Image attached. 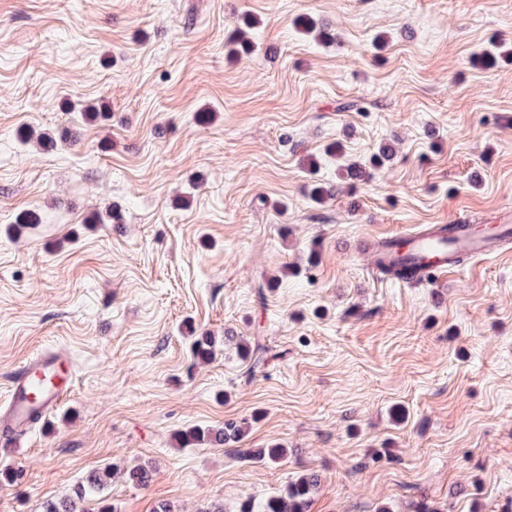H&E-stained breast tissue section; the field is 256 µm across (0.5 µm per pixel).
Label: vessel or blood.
Segmentation results:
<instances>
[{
    "instance_id": "vessel-or-blood-1",
    "label": "vessel or blood",
    "mask_w": 512,
    "mask_h": 512,
    "mask_svg": "<svg viewBox=\"0 0 512 512\" xmlns=\"http://www.w3.org/2000/svg\"><path fill=\"white\" fill-rule=\"evenodd\" d=\"M402 249L382 238L385 261L399 255L411 257L421 278L458 272V256L485 258L497 255L512 241V212H502L487 232L469 224H430L405 234ZM72 363L61 352H45L26 361L9 384L8 406L0 413V446H13L25 434L34 415H46L70 394L74 383Z\"/></svg>"
}]
</instances>
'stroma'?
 Returning a JSON list of instances; mask_svg holds the SVG:
<instances>
[{
	"instance_id": "obj_1",
	"label": "stroma",
	"mask_w": 512,
	"mask_h": 512,
	"mask_svg": "<svg viewBox=\"0 0 512 512\" xmlns=\"http://www.w3.org/2000/svg\"><path fill=\"white\" fill-rule=\"evenodd\" d=\"M246 14L254 49L228 59ZM92 102L110 119L83 122ZM27 129L71 138L40 153ZM335 141L396 155L352 189ZM316 184L335 197L313 202ZM508 206L512 0H0V404L38 351L75 369L71 397L0 449L17 474L0 512L148 461V486L104 490L117 512H237L307 469L308 512H512V251L410 287L370 279L354 248ZM108 207L122 223H88ZM28 210L42 224L14 237ZM192 331L222 340L212 362ZM228 333L274 360L249 376ZM228 419L251 422L240 448L286 460L178 447Z\"/></svg>"
}]
</instances>
